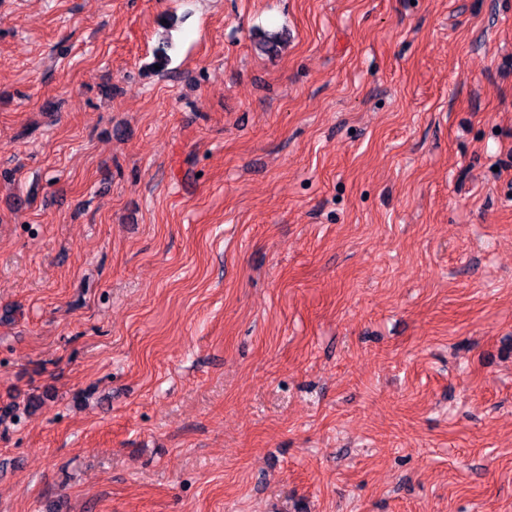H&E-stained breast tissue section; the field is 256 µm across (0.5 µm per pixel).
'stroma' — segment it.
<instances>
[{
    "label": "stroma",
    "instance_id": "obj_1",
    "mask_svg": "<svg viewBox=\"0 0 512 512\" xmlns=\"http://www.w3.org/2000/svg\"><path fill=\"white\" fill-rule=\"evenodd\" d=\"M32 396L0 512H512V0H0Z\"/></svg>",
    "mask_w": 512,
    "mask_h": 512
}]
</instances>
